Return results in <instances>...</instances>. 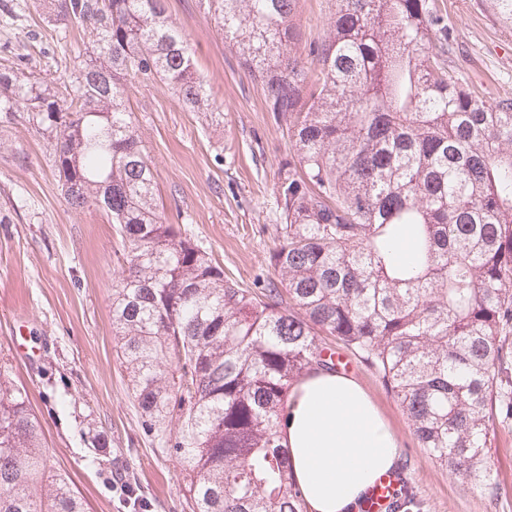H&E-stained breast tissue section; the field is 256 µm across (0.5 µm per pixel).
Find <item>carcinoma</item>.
Instances as JSON below:
<instances>
[{
	"label": "carcinoma",
	"mask_w": 512,
	"mask_h": 512,
	"mask_svg": "<svg viewBox=\"0 0 512 512\" xmlns=\"http://www.w3.org/2000/svg\"><path fill=\"white\" fill-rule=\"evenodd\" d=\"M296 2L200 0L293 150L262 288L225 278L157 209L127 80L212 111L165 0H55L96 36L76 86L0 70V112L35 114L66 202L112 216L117 358L191 512H303L280 422L309 373L337 370L336 344L378 374L420 447L491 495L490 432L512 420V98L487 104L448 68L433 0H336L309 44ZM0 512H85L3 360Z\"/></svg>",
	"instance_id": "carcinoma-1"
}]
</instances>
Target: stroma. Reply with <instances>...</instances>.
Instances as JSON below:
<instances>
[{
  "label": "stroma",
  "instance_id": "stroma-1",
  "mask_svg": "<svg viewBox=\"0 0 512 512\" xmlns=\"http://www.w3.org/2000/svg\"><path fill=\"white\" fill-rule=\"evenodd\" d=\"M454 51L448 65L485 102L512 97V27L491 0H435ZM216 112L187 111L158 80H132L129 110L168 223L208 247L244 288L273 276L267 258L280 217L275 186L292 151L262 92L225 49L199 0H166ZM335 0H299L305 41L327 32ZM92 34L50 14L45 0H0V67L27 57L50 88L72 85ZM123 246L109 213L72 209L55 170V142L28 112H0V358L29 393L59 471L87 512H129L113 484L134 479L151 512H189L179 465L142 428L116 361L112 288ZM400 448L398 471L415 506L398 512H512V421L495 424L488 462L494 495L448 477L421 448L405 411L379 378L343 352Z\"/></svg>",
  "mask_w": 512,
  "mask_h": 512
}]
</instances>
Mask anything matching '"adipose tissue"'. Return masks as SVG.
<instances>
[{"label": "adipose tissue", "instance_id": "1", "mask_svg": "<svg viewBox=\"0 0 512 512\" xmlns=\"http://www.w3.org/2000/svg\"><path fill=\"white\" fill-rule=\"evenodd\" d=\"M282 431L309 512H355L400 455L365 390L343 374L322 371L300 384L288 402Z\"/></svg>", "mask_w": 512, "mask_h": 512}]
</instances>
